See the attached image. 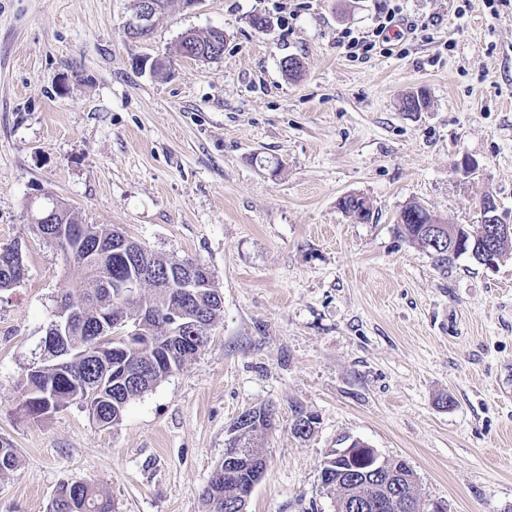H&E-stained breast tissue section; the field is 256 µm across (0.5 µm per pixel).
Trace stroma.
I'll return each mask as SVG.
<instances>
[{"instance_id": "35a3bbf8", "label": "stroma", "mask_w": 512, "mask_h": 512, "mask_svg": "<svg viewBox=\"0 0 512 512\" xmlns=\"http://www.w3.org/2000/svg\"><path fill=\"white\" fill-rule=\"evenodd\" d=\"M133 4L0 0V246L20 245L26 265L0 292V437L17 450L0 512H45L74 480L114 512H205L233 422L267 405L247 512H335L320 470L355 440L404 459L446 512H512V257L439 270L398 231L413 202L479 223L487 194L512 224V0H401L426 31L363 60L336 37L372 28L377 0H171L144 41L124 33ZM212 29L220 59L151 71L182 33ZM420 88L427 111H403ZM464 157L474 173L455 171ZM349 195L367 222L341 209ZM50 199L201 261L222 296L195 359L113 426L77 404L22 408L80 280L32 230ZM307 412L318 423L302 437Z\"/></svg>"}]
</instances>
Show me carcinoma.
<instances>
[{"mask_svg": "<svg viewBox=\"0 0 512 512\" xmlns=\"http://www.w3.org/2000/svg\"><path fill=\"white\" fill-rule=\"evenodd\" d=\"M174 54L177 57L193 60H217L224 54V33L212 29L201 35L192 32L182 34ZM405 111L418 112L429 106L426 92L422 89L411 92L403 99ZM341 208L355 220L364 222L370 217V206L362 197L349 196L341 201ZM425 211L417 203H409L401 211L399 231L411 244L428 253L434 266L440 270L456 259L466 255L476 263L484 264L488 253V243L481 235V227L459 228L456 241L434 247L430 244L433 228L418 222ZM76 212L63 207L53 224H35L33 230L40 237L58 228L60 224H80ZM87 238L67 242L55 241L56 246L68 259L83 272L78 288V298L67 293L60 299L68 311L75 309L79 313L71 317V324L62 336H54L59 354L53 361L41 363L39 373L25 377L23 407L32 418H40L57 412L72 403H78L86 409L94 405L102 408L97 423L111 426L119 423L129 402L152 389L172 370L180 369L187 361L195 357L209 340V333H192L187 315L197 310L206 314L207 323L214 325L223 306L216 298L217 288L211 286V292L205 295L198 307L183 304L167 288H151L152 295L144 296L155 309L156 319L153 330L147 336H116L112 346H134L129 354H117L108 351L104 354L106 364L112 365V376L103 374L102 364L92 358L87 350L92 346L94 333L99 327L103 310L101 301L107 298L106 292L97 287L96 277L125 278L137 274L135 268L104 261L98 272H93L86 263L87 243L96 238L112 236V228L102 224L85 225ZM270 406L253 408L242 413L233 424L234 436L231 444L248 449L256 458V464L263 467L262 449L256 447V440L273 424ZM367 457L365 449L353 446L350 456L324 461L320 470V484L324 491L334 496V502L348 501V509L336 507V512H365L360 508L361 500L377 492L371 484L359 485L347 483L340 476L347 470L365 474L369 467L361 464ZM17 460L15 448L4 440L0 441V474L13 469ZM382 473L396 475L400 484L399 500L388 512H418L417 505L421 495L416 490V475L405 463L393 459H383ZM256 485L251 467L239 470V474L230 482L217 487L208 484L203 491V500L207 512H246L248 499ZM83 501L86 507L82 512H112L111 500L97 487L85 481H67L59 485L57 496L47 505V512H76L72 504Z\"/></svg>", "mask_w": 512, "mask_h": 512, "instance_id": "obj_1", "label": "carcinoma"}]
</instances>
